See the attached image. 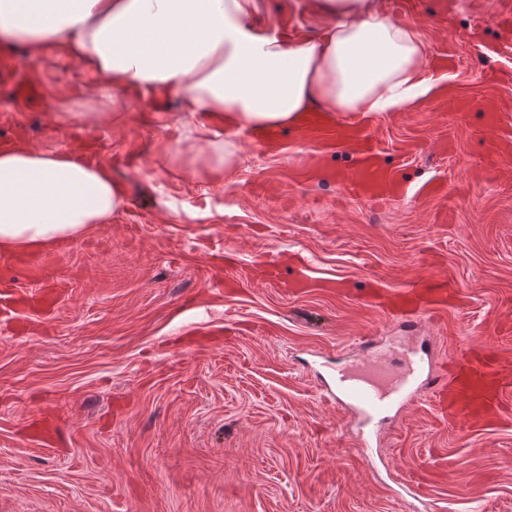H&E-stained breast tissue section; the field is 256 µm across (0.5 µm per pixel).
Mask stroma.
I'll list each match as a JSON object with an SVG mask.
<instances>
[{
    "label": "stroma",
    "instance_id": "1",
    "mask_svg": "<svg viewBox=\"0 0 512 512\" xmlns=\"http://www.w3.org/2000/svg\"><path fill=\"white\" fill-rule=\"evenodd\" d=\"M260 2L288 41L332 23ZM380 4L456 59L410 111L360 120L409 190L386 203L347 185V119L266 149L158 90L102 113L111 83L64 44L0 48V145L72 154L124 190L109 223L45 247L54 309L0 316V512H512V386L492 428L421 397L370 463L325 389L362 337L416 321L440 367L512 359V155L490 152L512 142V0ZM200 138L232 139L235 168L192 174ZM434 182L446 199L422 195ZM431 278L454 299L424 317L367 297Z\"/></svg>",
    "mask_w": 512,
    "mask_h": 512
}]
</instances>
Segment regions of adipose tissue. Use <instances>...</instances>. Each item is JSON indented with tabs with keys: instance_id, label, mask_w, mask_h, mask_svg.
Masks as SVG:
<instances>
[{
	"instance_id": "1",
	"label": "adipose tissue",
	"mask_w": 512,
	"mask_h": 512,
	"mask_svg": "<svg viewBox=\"0 0 512 512\" xmlns=\"http://www.w3.org/2000/svg\"><path fill=\"white\" fill-rule=\"evenodd\" d=\"M333 17L317 38L287 41L254 22L257 0H0V41L32 52L66 37L117 89L162 90L227 129L291 127L319 109L399 112L435 86L421 29L378 0H315ZM123 200L109 169L66 153L0 152V251L76 239Z\"/></svg>"
}]
</instances>
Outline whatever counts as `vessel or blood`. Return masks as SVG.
Listing matches in <instances>:
<instances>
[{
  "mask_svg": "<svg viewBox=\"0 0 512 512\" xmlns=\"http://www.w3.org/2000/svg\"><path fill=\"white\" fill-rule=\"evenodd\" d=\"M350 187L356 194L372 200H396L408 189L381 160L380 155L364 149L352 173ZM12 262L25 272H36L37 279L50 283L52 271L44 256L14 254ZM366 354L351 363L336 382L341 403L358 409L371 418L394 407L413 404L421 391L433 392L436 407L452 420H464L485 427L502 417L503 393L512 385V363L481 354L471 355L440 373L431 364L416 363L412 349L395 342L363 341Z\"/></svg>",
  "mask_w": 512,
  "mask_h": 512,
  "instance_id": "vessel-or-blood-1",
  "label": "vessel or blood"
}]
</instances>
